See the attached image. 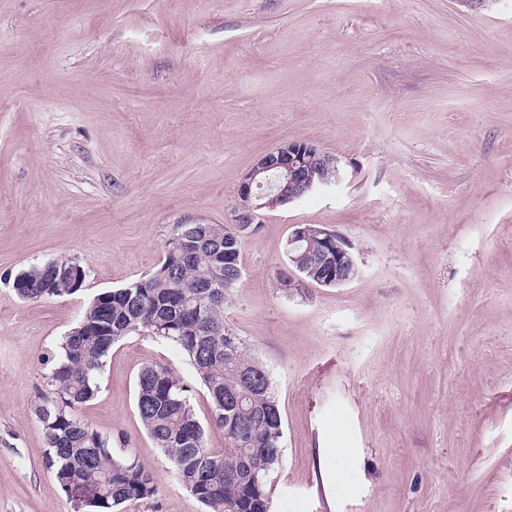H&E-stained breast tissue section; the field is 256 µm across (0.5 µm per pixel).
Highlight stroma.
<instances>
[{
  "label": "stroma",
  "mask_w": 512,
  "mask_h": 512,
  "mask_svg": "<svg viewBox=\"0 0 512 512\" xmlns=\"http://www.w3.org/2000/svg\"><path fill=\"white\" fill-rule=\"evenodd\" d=\"M297 140L339 179L262 209L224 308L273 376L272 512H512V0H0V512H80L46 464L42 356L171 225L232 224L244 176ZM298 225L347 239L358 276L282 288ZM58 258L81 291L16 295ZM154 363L208 421L145 334L78 414L155 475L124 512H202L136 410Z\"/></svg>",
  "instance_id": "stroma-1"
}]
</instances>
